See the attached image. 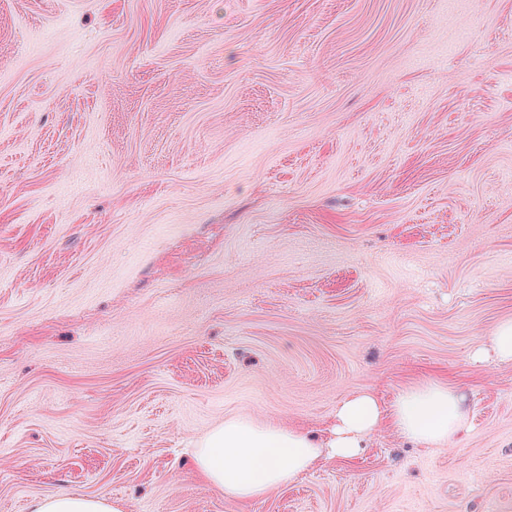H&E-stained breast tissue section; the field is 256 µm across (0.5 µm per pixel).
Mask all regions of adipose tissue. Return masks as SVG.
<instances>
[{"label":"adipose tissue","mask_w":512,"mask_h":512,"mask_svg":"<svg viewBox=\"0 0 512 512\" xmlns=\"http://www.w3.org/2000/svg\"><path fill=\"white\" fill-rule=\"evenodd\" d=\"M387 422L404 437L438 448L460 443L469 428L461 392L441 383L415 384L388 407L369 392L348 396L323 438L245 416L225 418L197 442L192 463L208 487L252 501L290 484L322 459L352 458ZM32 512H123V508L105 494H71L36 500Z\"/></svg>","instance_id":"ef3b65f1"}]
</instances>
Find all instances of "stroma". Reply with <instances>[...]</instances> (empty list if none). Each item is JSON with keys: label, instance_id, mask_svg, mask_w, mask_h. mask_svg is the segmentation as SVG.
Segmentation results:
<instances>
[{"label": "stroma", "instance_id": "1", "mask_svg": "<svg viewBox=\"0 0 512 512\" xmlns=\"http://www.w3.org/2000/svg\"><path fill=\"white\" fill-rule=\"evenodd\" d=\"M512 0H0V512H512ZM466 396L266 497L225 417ZM490 346L499 361H512V323L503 324L494 332L490 337ZM32 512H123L122 506L108 495H62L33 502Z\"/></svg>", "mask_w": 512, "mask_h": 512}]
</instances>
